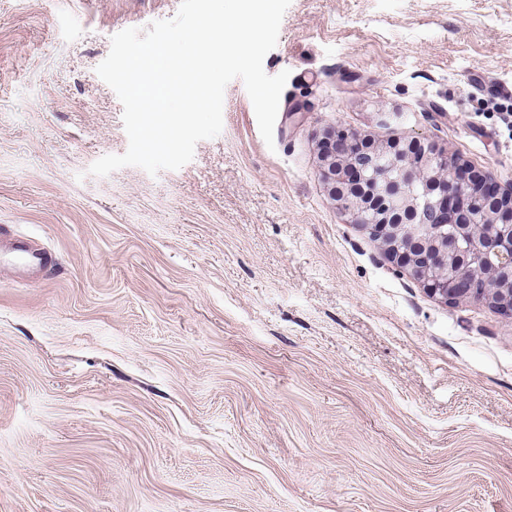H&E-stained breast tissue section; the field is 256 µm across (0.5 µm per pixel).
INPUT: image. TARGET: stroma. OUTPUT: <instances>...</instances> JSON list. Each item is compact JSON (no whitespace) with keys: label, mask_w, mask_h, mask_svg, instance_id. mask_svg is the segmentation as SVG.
<instances>
[{"label":"stroma","mask_w":512,"mask_h":512,"mask_svg":"<svg viewBox=\"0 0 512 512\" xmlns=\"http://www.w3.org/2000/svg\"><path fill=\"white\" fill-rule=\"evenodd\" d=\"M180 0H0V512H512V323L430 297L339 211L328 131L512 186V0H291L266 145L242 80L191 162L96 73ZM0 243L3 250L19 253L22 261L39 266L42 276L50 273L55 266V258L51 253L33 248L27 241L11 236L3 226L0 227Z\"/></svg>","instance_id":"1"}]
</instances>
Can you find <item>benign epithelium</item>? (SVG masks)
Listing matches in <instances>:
<instances>
[{"instance_id": "7a95c632", "label": "benign epithelium", "mask_w": 512, "mask_h": 512, "mask_svg": "<svg viewBox=\"0 0 512 512\" xmlns=\"http://www.w3.org/2000/svg\"><path fill=\"white\" fill-rule=\"evenodd\" d=\"M321 161L344 215L398 271L436 299L485 301L512 320V186L499 193L429 144L378 147L352 131L330 133Z\"/></svg>"}]
</instances>
